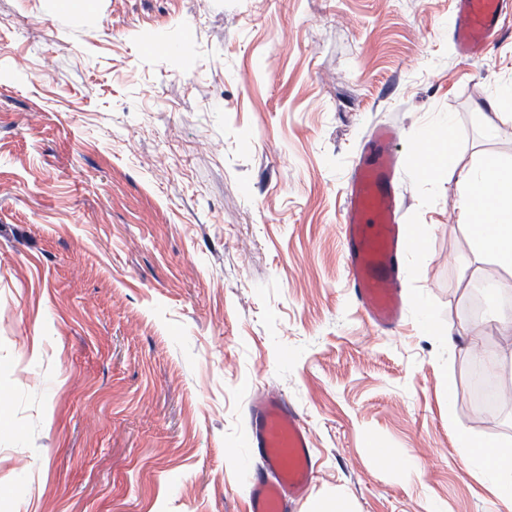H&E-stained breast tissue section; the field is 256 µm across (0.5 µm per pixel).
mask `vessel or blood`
<instances>
[{"mask_svg":"<svg viewBox=\"0 0 512 512\" xmlns=\"http://www.w3.org/2000/svg\"><path fill=\"white\" fill-rule=\"evenodd\" d=\"M512 0H456L454 36L464 55L483 54L498 36ZM393 127L372 129L350 179L342 233L353 295L369 321L396 328L404 310L402 278L411 245L394 193L396 159L388 146ZM248 447L260 465L247 483V512H289L317 474L310 430L298 410L265 390L248 406Z\"/></svg>","mask_w":512,"mask_h":512,"instance_id":"b4317fda","label":"vessel or blood"}]
</instances>
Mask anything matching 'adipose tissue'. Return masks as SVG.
Returning <instances> with one entry per match:
<instances>
[{"mask_svg":"<svg viewBox=\"0 0 512 512\" xmlns=\"http://www.w3.org/2000/svg\"><path fill=\"white\" fill-rule=\"evenodd\" d=\"M423 137L428 150L419 168L429 178L447 162V146L454 139L452 121L426 128ZM456 208L466 224L472 255L491 257L512 270V161L489 159L471 168L461 179ZM458 439L462 459L480 461L495 479L494 512H512V445L486 452L467 432H460Z\"/></svg>","mask_w":512,"mask_h":512,"instance_id":"obj_1","label":"adipose tissue"}]
</instances>
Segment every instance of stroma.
Returning <instances> with one entry per match:
<instances>
[{"mask_svg": "<svg viewBox=\"0 0 512 512\" xmlns=\"http://www.w3.org/2000/svg\"><path fill=\"white\" fill-rule=\"evenodd\" d=\"M455 0H0V512H246L252 392L307 424L293 512H492L458 430L512 443L467 331L512 355L470 261L458 168L512 159V16L462 58ZM396 129L405 319L349 293L339 226L371 128ZM390 449L389 461L375 451ZM423 137L429 151L421 155L419 168L424 177L431 178L442 165L447 163V152L449 153L450 144L454 139L452 121L448 119L436 126L426 128Z\"/></svg>", "mask_w": 512, "mask_h": 512, "instance_id": "obj_1", "label": "stroma"}]
</instances>
